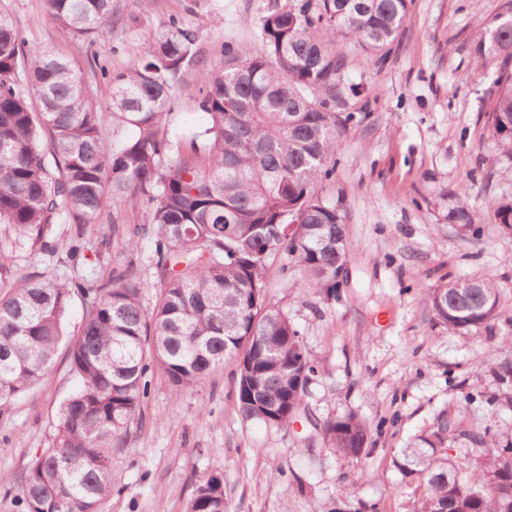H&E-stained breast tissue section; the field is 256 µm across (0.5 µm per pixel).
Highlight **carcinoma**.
I'll return each mask as SVG.
<instances>
[{"mask_svg": "<svg viewBox=\"0 0 512 512\" xmlns=\"http://www.w3.org/2000/svg\"><path fill=\"white\" fill-rule=\"evenodd\" d=\"M411 0H296L269 13L262 51L224 46V68L203 71L198 101L206 115L202 143L173 145L160 132L169 93L197 63V34L177 20L127 69L112 75V143L102 134L103 110L85 92L68 61L33 46L0 19V227L11 243L55 255L56 226L76 225L65 251L86 260L83 229L99 223L107 201H145L147 221L134 227L131 250L148 247L160 278L152 309L142 302L150 285L131 267L115 268L85 287L58 278L19 275L0 253V407L47 383L73 293L84 299L80 333L69 342V373L78 389L59 406L52 445L22 475L18 512H98L112 492V445L128 435L148 397L155 368L173 395L237 363L236 397L242 419L272 428L296 421L317 363L299 330L266 302L271 260L291 257L302 287H336L338 268L352 257L346 214L316 186L336 166V88L342 58L327 46L336 32L354 36L373 53L387 50ZM46 16L97 45L107 36L112 0H45ZM476 52L503 57L495 106L487 123L512 156V0L481 34ZM40 100L32 110L26 89ZM204 161H197L198 155ZM461 231L481 228L465 201L455 208ZM494 218L512 232V197L499 199ZM300 224L296 239L288 224ZM468 287L449 281L427 290L436 318L465 335L502 318L498 288L485 279ZM509 353L492 367L498 393L512 405ZM454 424L436 428L403 449L397 467L419 481L413 512H512V440L489 432H460L488 452L470 470L448 466L444 453ZM325 447L345 457L365 452L370 425L349 414L320 426ZM187 512H227L224 481H199Z\"/></svg>", "mask_w": 512, "mask_h": 512, "instance_id": "obj_1", "label": "carcinoma"}]
</instances>
